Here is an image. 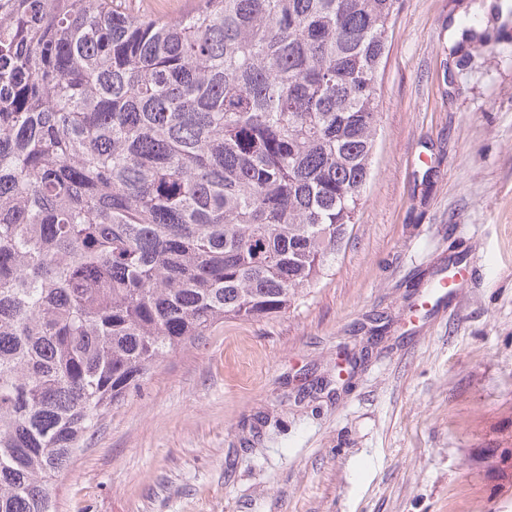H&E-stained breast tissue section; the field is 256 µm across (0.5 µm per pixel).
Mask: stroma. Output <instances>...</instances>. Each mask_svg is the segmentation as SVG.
Returning a JSON list of instances; mask_svg holds the SVG:
<instances>
[{
	"label": "stroma",
	"instance_id": "35a3bbf8",
	"mask_svg": "<svg viewBox=\"0 0 512 512\" xmlns=\"http://www.w3.org/2000/svg\"><path fill=\"white\" fill-rule=\"evenodd\" d=\"M487 0H398L358 223L288 313L225 320L113 407L56 512H512V39L452 62ZM471 276L408 322L448 256ZM511 436L503 439L497 448H490L484 457L486 469L503 483H512V443ZM502 447V448H500Z\"/></svg>",
	"mask_w": 512,
	"mask_h": 512
}]
</instances>
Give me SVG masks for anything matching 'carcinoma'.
<instances>
[{
  "label": "carcinoma",
  "mask_w": 512,
  "mask_h": 512,
  "mask_svg": "<svg viewBox=\"0 0 512 512\" xmlns=\"http://www.w3.org/2000/svg\"><path fill=\"white\" fill-rule=\"evenodd\" d=\"M397 0H0V512L226 319L332 274L370 176ZM465 47L494 46L476 14ZM486 469L512 483V440ZM132 11L147 12L177 18L195 5L194 0H132L128 1Z\"/></svg>",
  "instance_id": "carcinoma-1"
}]
</instances>
